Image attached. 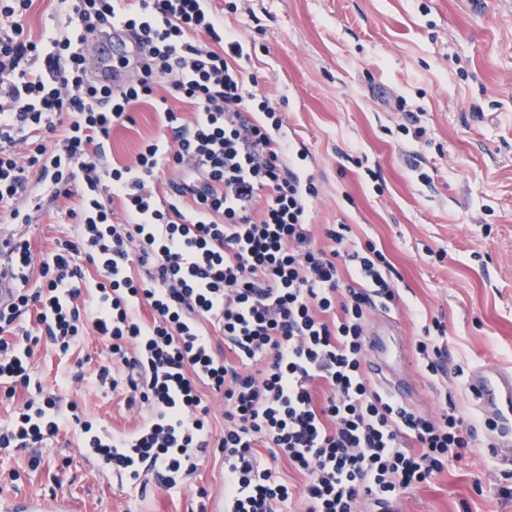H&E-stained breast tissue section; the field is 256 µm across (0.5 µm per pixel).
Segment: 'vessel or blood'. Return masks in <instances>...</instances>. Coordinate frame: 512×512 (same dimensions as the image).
<instances>
[{"instance_id": "1", "label": "vessel or blood", "mask_w": 512, "mask_h": 512, "mask_svg": "<svg viewBox=\"0 0 512 512\" xmlns=\"http://www.w3.org/2000/svg\"><path fill=\"white\" fill-rule=\"evenodd\" d=\"M369 368L387 393L405 399L411 384L393 377L378 338H369ZM463 397L492 434L491 453L501 462L512 461V369L494 361H483L468 373ZM0 512H69L67 500L60 495L35 497L1 495Z\"/></svg>"}]
</instances>
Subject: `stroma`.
Returning <instances> with one entry per match:
<instances>
[{
    "label": "stroma",
    "mask_w": 512,
    "mask_h": 512,
    "mask_svg": "<svg viewBox=\"0 0 512 512\" xmlns=\"http://www.w3.org/2000/svg\"><path fill=\"white\" fill-rule=\"evenodd\" d=\"M224 25L244 39L243 66L256 75L308 157L301 167L321 187L310 212L318 244L330 224H346L355 243L377 244L399 277L400 301L374 309L367 330L401 351L397 378L415 382L408 405L428 412L437 387L418 371L422 320L447 326V384L460 388L475 364L512 367V0H216ZM65 0H33L27 36L65 34ZM424 135L402 131L407 113ZM132 122L114 126L108 160L125 164L163 133L146 102ZM45 198L23 235L38 256L74 239L68 211L77 198ZM33 381L43 387L83 369L69 390L82 417L114 432L134 413L121 393L99 384L104 342L84 336L69 354L38 346ZM478 430L474 448L429 483L402 494L400 512H512V465L492 458ZM221 458L209 457L186 485L156 479L131 486L89 471L74 424L41 446L0 453V494L64 495L71 512H213Z\"/></svg>",
    "instance_id": "stroma-1"
}]
</instances>
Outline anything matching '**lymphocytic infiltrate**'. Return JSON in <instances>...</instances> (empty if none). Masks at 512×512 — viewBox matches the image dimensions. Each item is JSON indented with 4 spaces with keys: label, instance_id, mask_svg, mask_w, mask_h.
<instances>
[{
    "label": "lymphocytic infiltrate",
    "instance_id": "1",
    "mask_svg": "<svg viewBox=\"0 0 512 512\" xmlns=\"http://www.w3.org/2000/svg\"><path fill=\"white\" fill-rule=\"evenodd\" d=\"M31 5L0 0V212L29 223L23 200L34 179L81 206L70 213L75 239L47 258L35 260L28 240L0 241L14 281L0 304V388L28 392L0 427V452L42 443L64 420L70 384L32 388L35 346L66 353L93 332L112 355L100 383L141 414L109 437L81 422L79 438L130 483L152 473L181 486L214 445L224 512H274L291 492L261 466L262 444L304 475L306 512H392L402 491L462 459L476 429L451 392L421 415L366 378L367 313L394 305V269L374 243L353 245L346 224L326 229L329 248L317 245L307 221L315 179L291 166L283 120L241 66L244 43L212 0H70L67 34L39 42L24 35ZM107 31L123 46L112 66L128 73L117 88L91 74L85 53ZM161 83L194 105L193 120L160 107L168 136L132 162L107 163L112 127ZM54 134L62 140L52 149ZM163 166L179 177L162 194ZM86 263L98 273L90 298ZM31 316L34 333L23 328ZM210 325L236 363L214 350ZM422 331L416 352L432 378L448 357L446 326L435 318ZM318 382L328 389L320 403ZM204 386L224 396L222 429L209 421Z\"/></svg>",
    "mask_w": 512,
    "mask_h": 512
}]
</instances>
